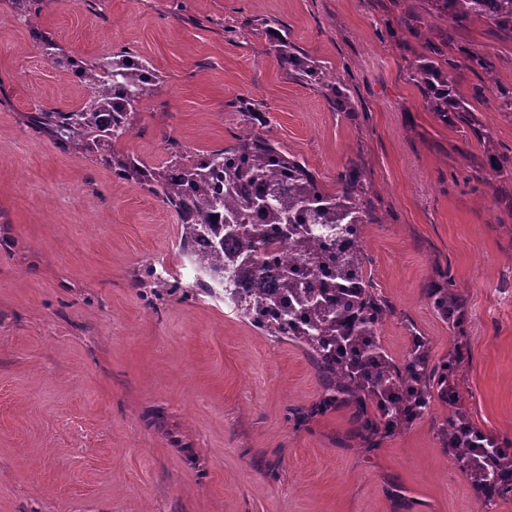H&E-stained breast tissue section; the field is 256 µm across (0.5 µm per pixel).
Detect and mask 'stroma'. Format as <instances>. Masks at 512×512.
<instances>
[{
	"instance_id": "obj_1",
	"label": "stroma",
	"mask_w": 512,
	"mask_h": 512,
	"mask_svg": "<svg viewBox=\"0 0 512 512\" xmlns=\"http://www.w3.org/2000/svg\"><path fill=\"white\" fill-rule=\"evenodd\" d=\"M424 0H43L25 23L0 0V512H512L485 507L441 434L434 400L366 449L344 406L305 424L322 387L301 344L182 293L195 272L176 214L94 156L35 134L25 113L76 110L88 94L31 34L71 55L126 52L162 81L115 151L161 167L168 140L189 153L232 146L238 98L257 133L335 189L356 167L379 221L364 225L365 274L393 312L380 340L402 359L408 331L434 359L452 346L425 290L446 268L466 299L469 354L455 372L471 422L512 453V177L484 165L469 132L430 112L410 64L444 21L412 35ZM274 17L323 72L303 83L271 50ZM497 59L494 79L461 65L458 95L512 157V40L489 20L456 32ZM339 85L348 112L332 109Z\"/></svg>"
}]
</instances>
